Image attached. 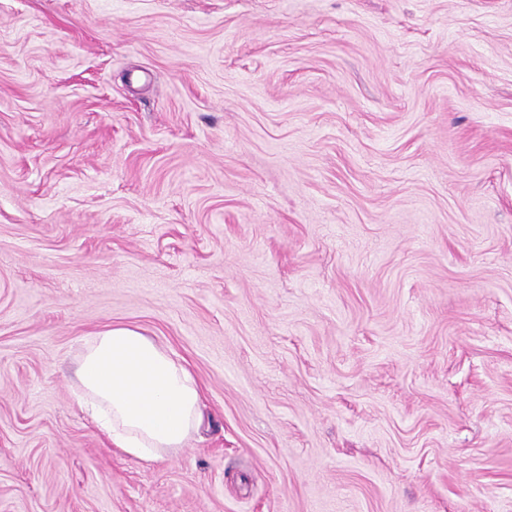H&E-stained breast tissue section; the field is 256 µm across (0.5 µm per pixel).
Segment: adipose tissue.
<instances>
[{
	"label": "adipose tissue",
	"mask_w": 512,
	"mask_h": 512,
	"mask_svg": "<svg viewBox=\"0 0 512 512\" xmlns=\"http://www.w3.org/2000/svg\"><path fill=\"white\" fill-rule=\"evenodd\" d=\"M75 403L130 456L183 447L200 423V388L190 370L139 330L115 325L84 338Z\"/></svg>",
	"instance_id": "obj_1"
}]
</instances>
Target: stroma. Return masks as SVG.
<instances>
[{"mask_svg": "<svg viewBox=\"0 0 512 512\" xmlns=\"http://www.w3.org/2000/svg\"><path fill=\"white\" fill-rule=\"evenodd\" d=\"M0 512H512V0H0ZM74 402L130 456L160 458L200 423V388L190 370L139 330L115 325L83 339Z\"/></svg>", "mask_w": 512, "mask_h": 512, "instance_id": "stroma-1", "label": "stroma"}]
</instances>
